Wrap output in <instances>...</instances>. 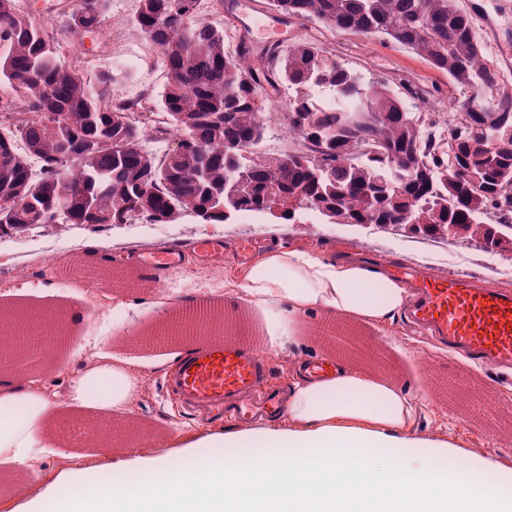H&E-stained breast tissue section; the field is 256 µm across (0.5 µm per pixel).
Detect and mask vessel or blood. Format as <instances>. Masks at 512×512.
Masks as SVG:
<instances>
[{
    "mask_svg": "<svg viewBox=\"0 0 512 512\" xmlns=\"http://www.w3.org/2000/svg\"><path fill=\"white\" fill-rule=\"evenodd\" d=\"M242 21L277 33L288 31L287 19L264 13L256 0L240 12ZM140 266L160 276L183 263L180 250L150 252ZM398 277L415 285L407 320L427 331L450 353L475 363L512 366V293L461 278L413 275L396 268ZM272 369L254 327L221 337L192 340L164 381L167 393L183 407L244 422L258 413L281 411L284 404L271 386Z\"/></svg>",
    "mask_w": 512,
    "mask_h": 512,
    "instance_id": "vessel-or-blood-1",
    "label": "vessel or blood"
}]
</instances>
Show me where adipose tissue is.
Masks as SVG:
<instances>
[{"mask_svg":"<svg viewBox=\"0 0 512 512\" xmlns=\"http://www.w3.org/2000/svg\"><path fill=\"white\" fill-rule=\"evenodd\" d=\"M238 286L292 327L319 310L381 328L409 299L382 267L283 246L269 249ZM133 392L123 365L101 354L73 382L71 398L105 414ZM56 396L45 376L0 366V463L13 473H29L39 450L59 447L55 429L66 413ZM416 409L411 394L353 366L313 379L298 362L288 426L264 431L258 459L198 458V449L217 445L207 433L173 452L63 477L30 496L24 512H45L50 499L66 512H512V495L490 462L415 438ZM116 469L119 484L110 481Z\"/></svg>","mask_w":512,"mask_h":512,"instance_id":"ef3b65f1","label":"adipose tissue"}]
</instances>
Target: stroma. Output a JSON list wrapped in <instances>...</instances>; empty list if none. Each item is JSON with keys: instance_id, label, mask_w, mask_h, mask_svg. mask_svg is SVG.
Listing matches in <instances>:
<instances>
[{"instance_id": "stroma-1", "label": "stroma", "mask_w": 512, "mask_h": 512, "mask_svg": "<svg viewBox=\"0 0 512 512\" xmlns=\"http://www.w3.org/2000/svg\"><path fill=\"white\" fill-rule=\"evenodd\" d=\"M235 0H201L202 17L223 28L227 51L246 44L253 53L268 46L269 36L236 22ZM502 0H457L470 14L487 47L489 60L512 83V8ZM139 0H108L103 24L112 33L109 48L87 47L79 60L92 74L115 67L118 73L110 87L113 98L138 99L143 107L141 125L153 119L152 106L167 81V71L148 40L138 36L132 21ZM289 43L308 42L327 49L365 81L384 80L395 90L413 85L427 91L437 111L448 109L449 99L459 91L445 74L433 69L416 54L378 36L333 30L315 20L296 21ZM224 241L226 257L217 264L188 261L181 269L157 277L137 268L132 259L139 252L177 245L190 248L198 239ZM243 241H257L265 248L284 245L325 257H349L360 253L389 268L404 264L434 273L481 282L512 291V258H486L468 246H442L407 233L386 234L373 227L327 224L320 218L311 223L198 224L185 221L159 229L155 224H73L58 233L34 228L21 234L0 236V310L26 307L57 308L77 315V339L87 354L101 352L134 362L138 382L130 405L112 414V451L101 453L93 444H83L79 429L92 411H69L64 439L66 448L41 459L28 474L15 477L0 469V512H17L31 486H46L63 471L93 469L121 457L171 451L198 433L209 431L235 435L237 428L207 423L179 411L167 395L163 372L183 352L185 345L170 340L175 320L173 310L199 297H209L242 310L257 327L263 347L273 364L275 383L287 384L294 358L306 361L329 354L331 348L319 339L314 325L323 320L321 311L311 312L304 330L289 333L287 323L249 300L237 287L243 271L231 252ZM55 250L57 263H48V250ZM111 276L112 285L97 287L85 278V270ZM345 364L390 379L395 385L423 396L427 404L418 409L413 429L424 439L451 442L458 449L480 455L496 465L501 479L512 485V380L503 370L467 364L428 339L410 334L403 319L385 328L362 327L346 342ZM467 368L475 382L497 391L503 408L482 426L466 414L469 394H460L456 405L434 396L431 383L440 373ZM84 453L81 460L70 450Z\"/></svg>"}]
</instances>
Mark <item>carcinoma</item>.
Returning <instances> with one entry per match:
<instances>
[{
  "instance_id": "carcinoma-1",
  "label": "carcinoma",
  "mask_w": 512,
  "mask_h": 512,
  "mask_svg": "<svg viewBox=\"0 0 512 512\" xmlns=\"http://www.w3.org/2000/svg\"><path fill=\"white\" fill-rule=\"evenodd\" d=\"M132 27L159 52L155 102L176 146L162 156L138 103L112 99V78L64 60L43 23L0 0V232L51 224H276L319 210L330 224H372L436 243L474 224L468 242L498 247L512 225V86L489 61L456 0H269L287 16L378 36L426 60L464 93L448 120L424 122L385 81L365 83L307 42L224 49L201 0H139ZM107 0H79L69 29L102 27ZM282 86L288 151L271 138L263 97ZM325 88L328 99L312 91Z\"/></svg>"
}]
</instances>
